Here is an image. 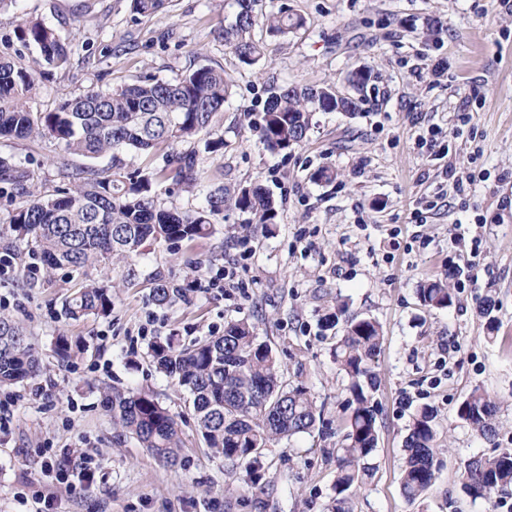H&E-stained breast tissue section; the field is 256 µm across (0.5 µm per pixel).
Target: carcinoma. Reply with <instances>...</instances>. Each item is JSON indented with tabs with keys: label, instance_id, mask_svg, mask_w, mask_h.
<instances>
[{
	"label": "carcinoma",
	"instance_id": "carcinoma-1",
	"mask_svg": "<svg viewBox=\"0 0 512 512\" xmlns=\"http://www.w3.org/2000/svg\"><path fill=\"white\" fill-rule=\"evenodd\" d=\"M135 13L147 17L160 11L166 0H132ZM234 21L221 37L247 65L265 55L262 42L251 36L258 22L272 33L286 35L303 28L304 18L286 11L266 12L261 0H233ZM17 38L33 45L37 57L26 66L0 56V136L25 139L48 132L71 154L97 158L112 154V175L101 177L92 170L73 178L47 197L29 199L13 214L9 231L29 238L31 255L47 269L79 270L105 264L114 258L132 259L148 241L195 243L213 233L211 216L232 206L252 216L243 225L250 233L266 232L276 223L274 201L256 185L233 193L218 185L206 194V207L191 213H174L157 206L153 186L166 190L193 191L201 186L195 152H172L163 167L146 174L124 171L122 153H149L160 144L210 136L205 150L216 153L223 136L213 119L224 111L233 84L222 69L200 67L171 81L145 76L113 91L89 88L63 102L54 112H33L28 99L35 89L40 68L64 70L72 49L56 30L42 22L22 23ZM361 99L341 96L331 85L318 88L276 85L266 100L260 139L273 153L300 146L310 131V113L356 112ZM28 172L0 157V197L27 193ZM157 304L170 303L180 294L161 275L152 282ZM423 306L445 308L454 294L447 278L428 280L418 289ZM112 311V289L98 281L84 284L66 301L65 312L73 319L107 315ZM329 330L342 325L335 336L333 356L349 379L353 401L339 420L347 429L345 444L336 449L335 496L330 512H354V497L373 476L369 458L378 444L379 427L371 404L376 388L372 361L383 342L379 323L358 314H346L340 306L324 317ZM156 368L187 392L186 413L196 420L206 447L224 460L246 468L251 486L260 487L259 461L274 442L312 433L322 421V411L303 383L287 382L275 350L258 340L253 327L240 320L224 326V334L211 335L179 347L173 338L158 337L150 344ZM39 356L25 329L15 320L0 316V387L36 376ZM105 411L112 425L135 438L159 461L173 466L181 454L177 416L146 391L131 392L108 387ZM497 414L496 401L479 387L458 405L457 418L481 433H491ZM408 451L401 491L410 501L421 498L436 480L438 431L436 414L423 407L413 417L406 437ZM461 478L471 497L512 496V448L492 456L464 462Z\"/></svg>",
	"mask_w": 512,
	"mask_h": 512
}]
</instances>
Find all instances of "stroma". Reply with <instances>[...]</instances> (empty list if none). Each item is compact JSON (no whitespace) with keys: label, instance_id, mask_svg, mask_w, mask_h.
<instances>
[{"label":"stroma","instance_id":"1","mask_svg":"<svg viewBox=\"0 0 512 512\" xmlns=\"http://www.w3.org/2000/svg\"><path fill=\"white\" fill-rule=\"evenodd\" d=\"M306 20L288 36L253 31L267 47L258 65L242 64L219 33L233 10L224 0H169L150 17L131 0H14L0 11V54L32 59L37 51L16 37L22 21L54 27L73 47L67 70L38 78L33 111L52 112L94 87L103 91L151 74L171 80L202 65L224 70L235 92L214 128L224 147L205 151V135L163 144L150 156H124L126 169L159 168L170 151H196L201 189L159 192L162 208L192 212L204 188L259 183L279 209L271 232L244 235L248 216L225 209L204 242H148L132 260L47 276L27 265L31 245L5 236L21 198H0V316L29 332L42 359L38 376L0 389L18 402L0 434V512H31L35 493H56L54 512H328L334 495L336 448L344 430L336 413L351 397L332 357V331L320 319L337 302L376 318L384 341L372 393L379 440L376 467L356 512H496L497 502L462 489L464 461L512 448V14L497 0H273ZM364 69L363 92L349 81ZM333 84L360 95L357 114L317 112L304 143L273 153L259 138L269 85ZM472 120L460 125L457 115ZM26 168L28 191L47 196L80 169L111 172L110 156L89 159L63 150L50 135L0 136V157ZM467 164L475 180L457 191L444 171ZM335 171L332 181L318 171ZM479 237L478 282L454 288V302L427 309L425 281L450 273L456 238ZM232 285L194 289L196 279ZM164 275L185 297L159 306L151 296ZM112 287L108 315L79 320L65 300L82 282ZM492 297L491 316L480 303ZM495 320L494 339L486 322ZM231 320L252 323L276 350L286 379H300L323 409L312 434L266 448V493L250 489L241 466L207 448L187 394L158 372L149 355L154 337L186 344L220 334ZM82 343L73 364H58L57 336ZM145 390L180 418L183 458L171 468L131 437L119 436L102 407V388ZM476 387L497 402L495 433L462 423L456 409ZM433 407L439 428L437 478L424 500L401 494L405 439L415 412ZM76 461L92 458L96 486L61 484L41 461L44 449Z\"/></svg>","mask_w":512,"mask_h":512}]
</instances>
